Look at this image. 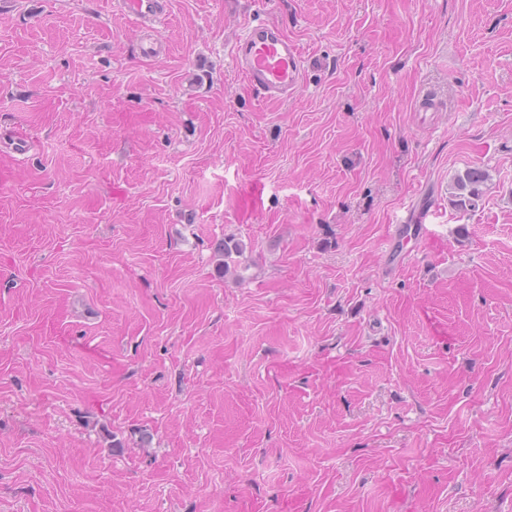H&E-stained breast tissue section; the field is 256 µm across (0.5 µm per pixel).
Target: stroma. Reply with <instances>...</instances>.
<instances>
[{"instance_id": "1", "label": "stroma", "mask_w": 512, "mask_h": 512, "mask_svg": "<svg viewBox=\"0 0 512 512\" xmlns=\"http://www.w3.org/2000/svg\"><path fill=\"white\" fill-rule=\"evenodd\" d=\"M0 512H512V0H0ZM116 3L141 26L160 22L168 15L166 0H117ZM233 70L263 99L289 100L300 90L304 57L273 20L248 24L236 39ZM487 179L486 171L478 167L458 173L449 184L448 201L459 211H475L482 204ZM244 253V246L238 241L228 239L221 243L215 252L217 257V270L223 275L237 273L241 267V260H238Z\"/></svg>"}]
</instances>
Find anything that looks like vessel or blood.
I'll return each instance as SVG.
<instances>
[{
	"label": "vessel or blood",
	"instance_id": "vessel-or-blood-1",
	"mask_svg": "<svg viewBox=\"0 0 512 512\" xmlns=\"http://www.w3.org/2000/svg\"><path fill=\"white\" fill-rule=\"evenodd\" d=\"M139 25L162 21L167 0H117ZM233 70L265 99L288 100L300 90L304 57L299 45L272 20L248 24L236 39Z\"/></svg>",
	"mask_w": 512,
	"mask_h": 512
}]
</instances>
